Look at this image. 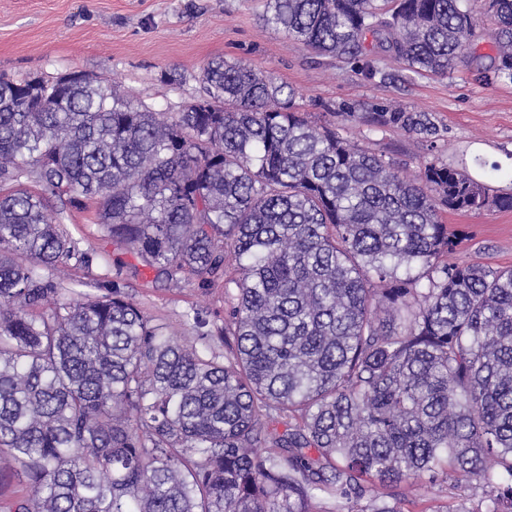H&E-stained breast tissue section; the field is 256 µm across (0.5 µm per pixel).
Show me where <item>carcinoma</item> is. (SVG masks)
<instances>
[{
  "mask_svg": "<svg viewBox=\"0 0 512 512\" xmlns=\"http://www.w3.org/2000/svg\"><path fill=\"white\" fill-rule=\"evenodd\" d=\"M512 81V0H486ZM263 21L337 59L471 63L467 0H267ZM153 112L87 73L0 78V512H401L402 482L484 489L512 512V267L450 261L443 211L512 192L442 161L412 176L248 63ZM377 123L430 138L425 112ZM97 224L173 289L224 279L217 334L171 336L110 280L60 297L76 245L49 206ZM205 345V350L197 344ZM284 425L279 430L278 425Z\"/></svg>",
  "mask_w": 512,
  "mask_h": 512,
  "instance_id": "1",
  "label": "carcinoma"
}]
</instances>
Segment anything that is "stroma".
Masks as SVG:
<instances>
[{
    "instance_id": "obj_1",
    "label": "stroma",
    "mask_w": 512,
    "mask_h": 512,
    "mask_svg": "<svg viewBox=\"0 0 512 512\" xmlns=\"http://www.w3.org/2000/svg\"><path fill=\"white\" fill-rule=\"evenodd\" d=\"M264 0H0V77H57L86 72L136 97L152 111L177 112L199 94L203 65L214 58L255 65L277 82L294 89L295 103L311 118L333 112L345 120L349 137L392 157L406 173L421 161L437 159L466 165L476 179L483 168L499 164L512 170V82L483 80L495 48L488 37L492 24L484 0H469L486 32L475 45L471 66L433 77L413 72L402 62L379 54L378 76L366 74L361 62L321 56L263 23ZM398 105L428 113L438 128L434 141L397 127L374 128L368 116ZM60 213L79 252L93 255L91 265L70 260L62 288L94 279L117 281L143 310L166 323L176 336L194 333L192 314L209 328L224 323V284L181 289L149 287L148 271H134L131 254L121 253L104 236L93 209L62 207ZM444 222L463 238L458 259L492 266H512V210L481 214L448 211ZM123 269H116L115 256ZM402 512H432L435 505L473 506L482 489L467 484L417 486L401 483Z\"/></svg>"
}]
</instances>
